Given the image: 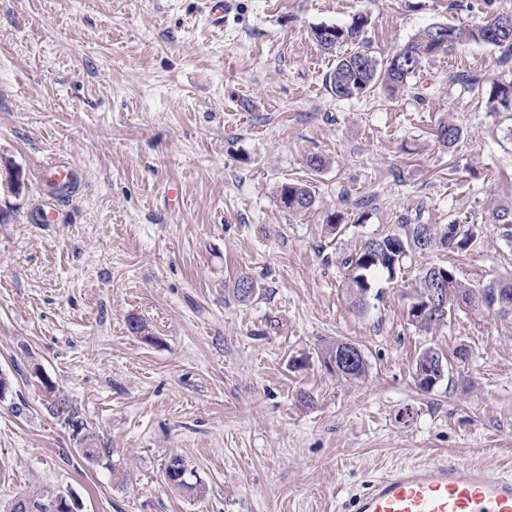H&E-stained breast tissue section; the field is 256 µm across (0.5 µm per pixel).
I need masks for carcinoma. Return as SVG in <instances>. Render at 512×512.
Masks as SVG:
<instances>
[{
  "label": "carcinoma",
  "instance_id": "carcinoma-1",
  "mask_svg": "<svg viewBox=\"0 0 512 512\" xmlns=\"http://www.w3.org/2000/svg\"><path fill=\"white\" fill-rule=\"evenodd\" d=\"M368 18L362 14L353 18L346 26L317 27L313 31L316 44L328 54H336L335 65L326 75L325 83L330 92L340 100L364 97L381 86L392 96L410 88L411 81L418 77L425 59L446 52L456 46L485 43L512 50V14H501L477 24L450 26L440 33L436 25L423 29L414 39L391 57L380 60L371 54L366 38ZM488 102L492 111H512V81L500 83L491 88ZM461 136V129L453 123H441L435 137L445 147H452ZM281 207L293 214L313 209L316 203L315 191L309 185L285 181L277 190ZM492 226L504 230L512 239V209L496 208L489 216ZM478 233L468 224H401L399 230L385 236L365 241L355 253L343 261L346 268L344 288L349 297L358 305L364 302L372 288V279L383 276L393 282L402 275L404 261L409 253L432 252L447 249L463 253L476 241ZM443 285L447 289L448 305L441 311H429L416 315L414 303L427 298L430 289ZM502 289L512 293V277H501L483 286H473L461 281L454 267L431 265L424 268L418 278L416 296L408 305L407 317L418 330L430 333L448 322L457 310H467L482 315L493 310L487 304V296ZM501 318L512 316V310L495 311ZM349 342L338 340L321 351L324 363H342V351ZM80 448L77 452L88 462L110 457L112 449L98 445L96 439L82 425ZM193 473L184 460L173 455L163 471L164 480L176 489L192 495L201 492L198 482L190 481Z\"/></svg>",
  "mask_w": 512,
  "mask_h": 512
}]
</instances>
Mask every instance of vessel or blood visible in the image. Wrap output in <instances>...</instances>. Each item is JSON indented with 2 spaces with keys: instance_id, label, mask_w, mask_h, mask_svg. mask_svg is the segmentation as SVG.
<instances>
[{
  "instance_id": "b4317fda",
  "label": "vessel or blood",
  "mask_w": 512,
  "mask_h": 512,
  "mask_svg": "<svg viewBox=\"0 0 512 512\" xmlns=\"http://www.w3.org/2000/svg\"><path fill=\"white\" fill-rule=\"evenodd\" d=\"M40 175L52 184L71 185L79 170L53 160ZM353 512H512V474L455 458L404 466L368 481Z\"/></svg>"
}]
</instances>
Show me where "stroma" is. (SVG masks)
<instances>
[{"label": "stroma", "instance_id": "1", "mask_svg": "<svg viewBox=\"0 0 512 512\" xmlns=\"http://www.w3.org/2000/svg\"><path fill=\"white\" fill-rule=\"evenodd\" d=\"M359 13L384 60L512 0H231L220 30L204 0H0V512L60 491L83 512H348L395 467L512 471V317L458 310L430 334L407 319L425 267L474 285L512 274V239L488 220L512 208V112L487 108L512 61L465 45L428 58L420 90L339 100L312 33ZM448 121L462 130L450 149L434 136ZM57 156L80 190L41 182ZM286 180L314 187V212L281 209ZM45 203L56 223H38ZM407 221L482 232L462 254H410L353 306L344 258ZM242 275L257 287L244 300ZM339 339L364 351V379L324 366ZM429 347L451 370L427 393L414 367ZM45 378L109 463L75 453ZM173 454L202 496L164 482Z\"/></svg>", "mask_w": 512, "mask_h": 512}]
</instances>
